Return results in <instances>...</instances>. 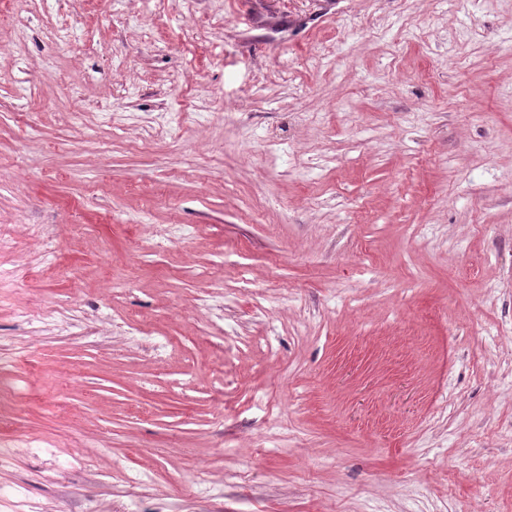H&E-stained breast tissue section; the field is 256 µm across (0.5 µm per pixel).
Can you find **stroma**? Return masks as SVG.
Masks as SVG:
<instances>
[{
    "label": "stroma",
    "mask_w": 512,
    "mask_h": 512,
    "mask_svg": "<svg viewBox=\"0 0 512 512\" xmlns=\"http://www.w3.org/2000/svg\"><path fill=\"white\" fill-rule=\"evenodd\" d=\"M1 224L0 512H512V0H0Z\"/></svg>",
    "instance_id": "1"
}]
</instances>
